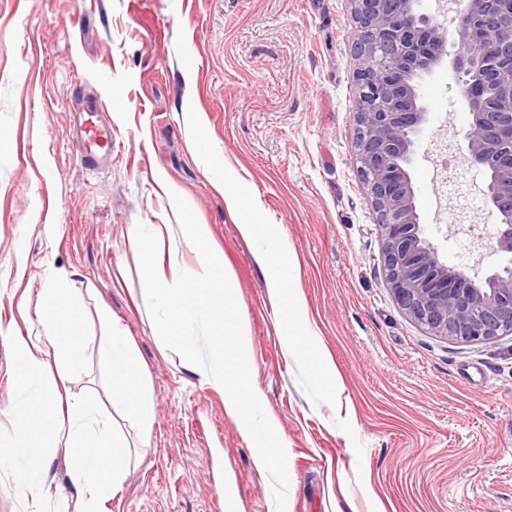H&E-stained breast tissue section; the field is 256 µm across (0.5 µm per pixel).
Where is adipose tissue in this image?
<instances>
[{
  "label": "adipose tissue",
  "instance_id": "1",
  "mask_svg": "<svg viewBox=\"0 0 512 512\" xmlns=\"http://www.w3.org/2000/svg\"><path fill=\"white\" fill-rule=\"evenodd\" d=\"M216 184L224 192L229 212L239 218L240 235L256 248L269 297L277 306L279 325L289 344L310 345L312 334L305 322L303 301L291 289L294 258L272 236L268 225L241 220L243 196L233 181L220 178ZM79 311L67 273H54L43 290L40 318L55 360L43 359L37 340H15L14 369L28 395L13 408L14 437L0 448V469L11 471L21 494L50 487L55 478L47 459L61 437H68L72 443L68 473L80 512H101V501L114 494L125 479L129 445L113 425L100 420L95 402L73 396L46 379L51 365L76 368L82 363L90 339L79 328ZM100 320L111 328L108 335L100 337L98 346L110 368L112 404L125 418L151 426L156 403L134 343L123 330L113 327L109 309L101 310Z\"/></svg>",
  "mask_w": 512,
  "mask_h": 512
}]
</instances>
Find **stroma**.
<instances>
[{
    "instance_id": "stroma-1",
    "label": "stroma",
    "mask_w": 512,
    "mask_h": 512,
    "mask_svg": "<svg viewBox=\"0 0 512 512\" xmlns=\"http://www.w3.org/2000/svg\"><path fill=\"white\" fill-rule=\"evenodd\" d=\"M356 23L349 0H0V445L24 393L13 340L45 333L37 312L52 272L77 290L91 342L63 374L72 394L113 412L97 338L110 308L132 337L156 400L148 430L123 418L126 478L102 512H274V480L224 412V396L166 348L143 300L132 225H163V262L196 266L172 197L208 225L248 328L253 388L287 450L288 512H512V335L481 344L425 332L387 282L382 231L354 163ZM428 108L410 175L419 223L448 266L481 282L496 216L485 168L465 153L470 116L443 61L421 84ZM112 128V159L91 168L81 116ZM246 213L297 259L293 287L336 373L325 394L279 334L262 269L213 184V162ZM60 441L40 500L0 470V512H77Z\"/></svg>"
}]
</instances>
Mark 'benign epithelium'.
I'll use <instances>...</instances> for the list:
<instances>
[{
  "instance_id": "benign-epithelium-1",
  "label": "benign epithelium",
  "mask_w": 512,
  "mask_h": 512,
  "mask_svg": "<svg viewBox=\"0 0 512 512\" xmlns=\"http://www.w3.org/2000/svg\"><path fill=\"white\" fill-rule=\"evenodd\" d=\"M457 53L470 114L469 157L487 170L501 271L477 283L440 260L423 236L409 166L427 120L421 82L447 51V29L420 0H350L359 61L355 112L358 174L384 238L394 297L419 325L449 341L512 334V0H453Z\"/></svg>"
}]
</instances>
